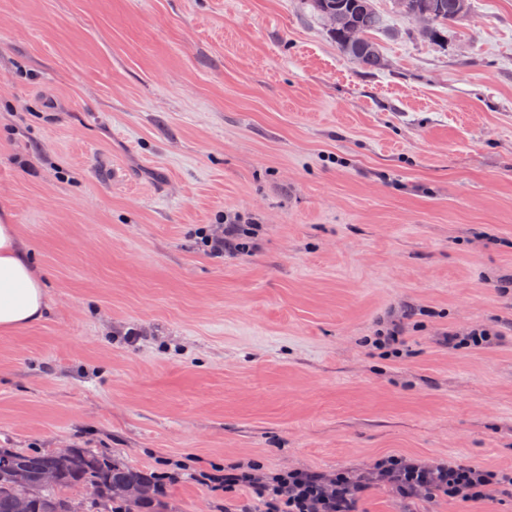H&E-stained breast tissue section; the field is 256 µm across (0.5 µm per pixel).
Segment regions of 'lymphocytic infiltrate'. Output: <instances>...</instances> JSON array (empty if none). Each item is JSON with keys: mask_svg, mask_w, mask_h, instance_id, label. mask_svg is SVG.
Here are the masks:
<instances>
[{"mask_svg": "<svg viewBox=\"0 0 512 512\" xmlns=\"http://www.w3.org/2000/svg\"><path fill=\"white\" fill-rule=\"evenodd\" d=\"M255 232L244 217L228 215L220 230L203 233L206 255L220 258L243 251ZM502 333L495 326L480 324L461 332L444 329L440 346L459 350L486 349L496 345ZM219 487L228 492L224 512H359L361 502L374 489L392 493L405 510L445 497L463 506L492 499L512 476L498 474L477 464L452 463L416 454H387L362 469L334 471L283 468L268 471L258 463L238 461L225 466ZM248 491L251 504L238 503L234 492Z\"/></svg>", "mask_w": 512, "mask_h": 512, "instance_id": "obj_1", "label": "lymphocytic infiltrate"}]
</instances>
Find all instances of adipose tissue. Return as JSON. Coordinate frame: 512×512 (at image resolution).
Here are the masks:
<instances>
[{
  "instance_id": "1",
  "label": "adipose tissue",
  "mask_w": 512,
  "mask_h": 512,
  "mask_svg": "<svg viewBox=\"0 0 512 512\" xmlns=\"http://www.w3.org/2000/svg\"><path fill=\"white\" fill-rule=\"evenodd\" d=\"M49 310L44 281L13 224H0V332L40 323Z\"/></svg>"
}]
</instances>
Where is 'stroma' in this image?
Masks as SVG:
<instances>
[{
  "label": "stroma",
  "instance_id": "35a3bbf8",
  "mask_svg": "<svg viewBox=\"0 0 512 512\" xmlns=\"http://www.w3.org/2000/svg\"><path fill=\"white\" fill-rule=\"evenodd\" d=\"M468 3L432 40L373 0L372 72L310 0H0V222L50 299L0 334V448L512 474V0ZM234 213L259 249L205 256ZM423 306L408 355L364 346ZM501 336H503L502 332L495 325L480 324L469 328L466 332L448 327L441 332L437 342L446 349H486L496 345Z\"/></svg>",
  "mask_w": 512,
  "mask_h": 512
}]
</instances>
